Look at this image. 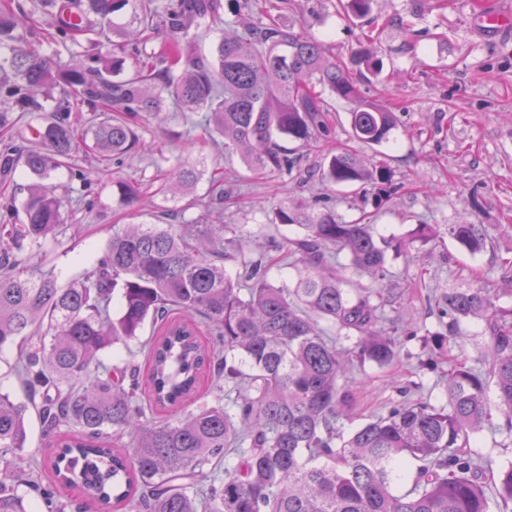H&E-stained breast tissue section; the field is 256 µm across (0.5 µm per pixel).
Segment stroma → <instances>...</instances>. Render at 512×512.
<instances>
[{
  "mask_svg": "<svg viewBox=\"0 0 512 512\" xmlns=\"http://www.w3.org/2000/svg\"><path fill=\"white\" fill-rule=\"evenodd\" d=\"M488 0H371L356 18L338 0H259L251 19H269L323 42L337 60L349 61L364 32H372L379 62L362 70L364 101L387 107L396 126L388 143L353 139L350 106L333 100L332 135L304 148L285 141L296 157L295 174H257L239 153L213 151L199 126L200 114L164 113L162 121L139 129L140 143L123 165L75 156L59 169L75 231L48 241L40 255L24 261L21 277L53 272L59 285L78 279L103 255L113 231L165 215L168 223L198 219L212 202L214 221L228 225L224 266L239 270L241 260L267 261L281 252L297 227L273 224L274 212L300 197L315 211L330 209L344 221L370 216L380 233L404 240L390 254L392 278L380 281L392 298L387 328L399 341L400 355L389 366L352 368L354 404L340 425L352 430L386 413L404 399L435 405L448 399V357L477 358L488 341L483 320H462L457 346L448 344L442 309L449 289L468 284L471 272L494 288L512 286V32L483 30ZM348 149L379 163L390 174V194L377 198L374 187L334 185L323 180L325 153ZM203 162L204 173L182 197L159 193L161 171L176 159ZM224 174L228 193L214 198L212 171ZM120 178L137 186L135 206H125L112 187ZM438 231L429 242L412 237L416 225ZM452 224L483 225L488 244L473 255L448 235ZM53 433L38 415L29 421L26 458L42 463L41 487L52 491L65 512H96L95 507L57 482L51 470Z\"/></svg>",
  "mask_w": 512,
  "mask_h": 512,
  "instance_id": "1",
  "label": "stroma"
}]
</instances>
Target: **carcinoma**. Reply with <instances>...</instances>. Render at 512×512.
<instances>
[{
  "label": "carcinoma",
  "instance_id": "1",
  "mask_svg": "<svg viewBox=\"0 0 512 512\" xmlns=\"http://www.w3.org/2000/svg\"><path fill=\"white\" fill-rule=\"evenodd\" d=\"M221 0H35L19 17L0 7V112L54 107L30 128L32 146L0 151V171L22 166L38 178L28 188L19 224H0V350L19 348L13 371L29 403L0 392V512H29L21 486L37 488L35 459L24 463L28 413L50 429L66 427L51 460L55 477L95 502L100 512H493L512 503V462L497 468L475 455V435L505 418L512 439V308L473 274L448 290V342L461 318H481L489 331L484 356L454 360L448 403L406 400L387 414L345 432L337 428L349 403L340 384L349 366L384 367L399 344L383 328L387 297L331 269L341 253L359 276H391L387 255L403 243L379 235L363 216L347 223L303 200L275 211L278 224L302 230L288 239L291 285L268 281L271 266L224 269V224L195 221L193 233L174 224H127L112 233L104 255L67 287L44 274H13L17 255L39 250L68 228L52 173L80 151L120 160L137 143L130 118L147 124L165 103L175 112L204 113L212 142L238 151L260 173L293 171L279 139L303 146L329 134L327 90L352 104L355 139L378 145L395 119L361 100L354 69L378 63L373 38L350 63L323 44L272 20L245 22L215 43L199 32L224 22ZM49 18L47 43L70 42L80 60L58 65L30 40L39 16ZM141 46L126 74L125 40ZM107 44L112 49L103 51ZM86 110L82 122L71 113ZM334 184H373L388 195L384 167L343 150L324 157ZM202 171L179 163L158 191L173 196ZM448 236L477 254L486 246L480 224H450ZM161 333L141 340L147 323ZM209 329L214 344L198 342ZM353 341L348 358L331 331ZM142 341L151 395L138 397L139 373L102 355ZM217 377L213 403L193 405L205 368ZM154 407L174 412L153 422ZM128 438L114 448L111 438ZM416 465L413 485L398 486Z\"/></svg>",
  "mask_w": 512,
  "mask_h": 512
}]
</instances>
